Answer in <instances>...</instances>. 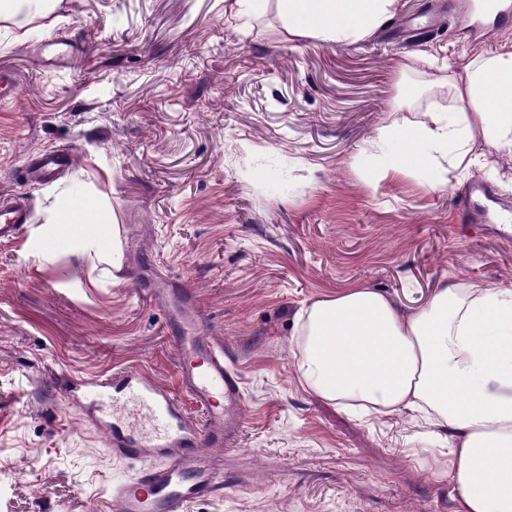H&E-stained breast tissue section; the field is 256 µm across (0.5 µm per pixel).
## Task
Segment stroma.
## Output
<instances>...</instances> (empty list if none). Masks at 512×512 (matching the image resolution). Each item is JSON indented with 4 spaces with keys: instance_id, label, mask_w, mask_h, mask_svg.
<instances>
[{
    "instance_id": "1",
    "label": "stroma",
    "mask_w": 512,
    "mask_h": 512,
    "mask_svg": "<svg viewBox=\"0 0 512 512\" xmlns=\"http://www.w3.org/2000/svg\"><path fill=\"white\" fill-rule=\"evenodd\" d=\"M370 37L289 35L274 4L242 27L224 0H62L51 27L17 41L0 21V70L18 82L0 105V194L24 191L32 224L80 179L123 227L119 282L90 285L82 264H43L28 231L0 241V512H113V459L54 379L120 369L181 392L179 354L151 286L168 271L198 302L206 336L236 368L244 406L224 488L189 512H454L443 472L449 431L402 411L364 416L299 382L300 308L360 283L406 314L451 281L512 286V224L466 219L478 179L512 212V155L498 172H392L381 138L449 106L434 63L512 48V31L474 33L478 0H401ZM56 35L78 51L41 61ZM73 151L46 184L27 154Z\"/></svg>"
}]
</instances>
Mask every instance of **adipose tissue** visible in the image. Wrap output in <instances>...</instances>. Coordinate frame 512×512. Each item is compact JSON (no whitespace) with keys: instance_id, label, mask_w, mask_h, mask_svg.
<instances>
[{"instance_id":"obj_1","label":"adipose tissue","mask_w":512,"mask_h":512,"mask_svg":"<svg viewBox=\"0 0 512 512\" xmlns=\"http://www.w3.org/2000/svg\"><path fill=\"white\" fill-rule=\"evenodd\" d=\"M398 8L399 0H276L289 34L331 43L369 37ZM438 82L453 109L395 125L387 142L407 146L422 166L450 146L460 166L496 168L512 152V51L442 69ZM28 247L47 264L68 255L93 270L123 269L121 225L78 180L56 196ZM293 341L299 378L319 397L377 413L425 407L451 428L456 512H512L511 288L453 282L404 316L386 295L353 286L302 307Z\"/></svg>"}]
</instances>
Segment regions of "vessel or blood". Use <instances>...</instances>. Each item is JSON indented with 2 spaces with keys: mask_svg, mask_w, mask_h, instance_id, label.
<instances>
[{
  "mask_svg": "<svg viewBox=\"0 0 512 512\" xmlns=\"http://www.w3.org/2000/svg\"><path fill=\"white\" fill-rule=\"evenodd\" d=\"M477 25L512 28V0H481ZM74 161L71 152L35 150L24 170L39 181L52 180ZM30 220L25 194L0 195V239L15 238ZM159 297L168 313L179 350V382L209 415L200 430L162 386L143 374L120 371L99 381H66L72 401L95 399L84 415L107 437L114 458L139 462L131 480L112 486L114 512H185L191 502L222 490L224 472L209 457L213 448L232 452L242 414V389L224 355L197 324L198 307L177 288H162Z\"/></svg>",
  "mask_w": 512,
  "mask_h": 512,
  "instance_id": "obj_1",
  "label": "vessel or blood"
}]
</instances>
